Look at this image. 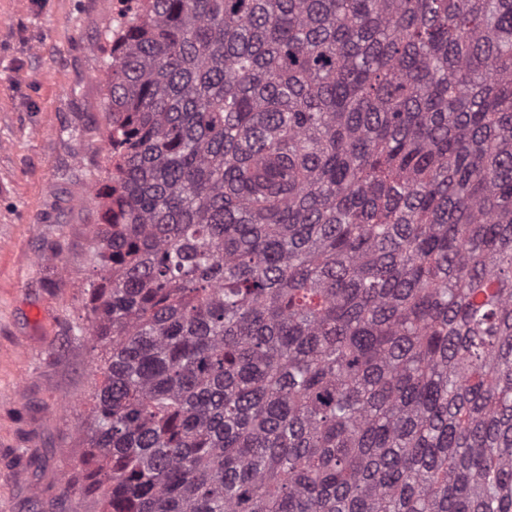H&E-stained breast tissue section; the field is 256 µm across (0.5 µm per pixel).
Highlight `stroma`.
<instances>
[{"label": "stroma", "mask_w": 512, "mask_h": 512, "mask_svg": "<svg viewBox=\"0 0 512 512\" xmlns=\"http://www.w3.org/2000/svg\"><path fill=\"white\" fill-rule=\"evenodd\" d=\"M114 0H0V512H87L88 250L107 145Z\"/></svg>", "instance_id": "35a3bbf8"}]
</instances>
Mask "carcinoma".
I'll use <instances>...</instances> for the list:
<instances>
[{"mask_svg":"<svg viewBox=\"0 0 512 512\" xmlns=\"http://www.w3.org/2000/svg\"><path fill=\"white\" fill-rule=\"evenodd\" d=\"M89 255L93 512H512V0H135Z\"/></svg>","mask_w":512,"mask_h":512,"instance_id":"obj_1","label":"carcinoma"}]
</instances>
